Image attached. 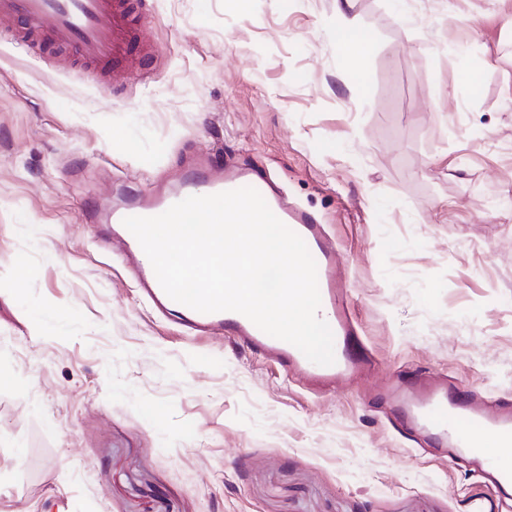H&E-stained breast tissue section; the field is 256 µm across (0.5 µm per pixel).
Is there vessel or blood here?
<instances>
[{"label":"vessel or blood","mask_w":512,"mask_h":512,"mask_svg":"<svg viewBox=\"0 0 512 512\" xmlns=\"http://www.w3.org/2000/svg\"><path fill=\"white\" fill-rule=\"evenodd\" d=\"M132 7V0H0V16L19 19L32 29L50 31L56 43L74 46L86 59L105 64L127 54ZM242 187L256 189L271 211L305 241L313 256L321 298L319 316L333 332L334 364L311 362L297 347L266 334L240 313H201L172 300L149 264L143 265L135 277L145 298L165 312L178 314L191 330L200 334L224 331L261 353L275 356L286 372L300 374L320 387H333L369 372L372 365L359 342L352 311L338 281L336 245L323 224L291 202L272 178L238 168L224 178L210 179L203 169L192 168L165 193L130 197L113 206L110 222L122 244L136 250L140 244L125 227V218L160 215L201 190L212 195ZM385 398L397 414L400 430L424 432L445 453L470 460L481 468L499 497L512 502V458L491 450L495 444L512 447V403H502L492 410L480 393L436 378L390 383Z\"/></svg>","instance_id":"vessel-or-blood-1"}]
</instances>
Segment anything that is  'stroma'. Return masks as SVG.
Segmentation results:
<instances>
[{
	"label": "stroma",
	"mask_w": 512,
	"mask_h": 512,
	"mask_svg": "<svg viewBox=\"0 0 512 512\" xmlns=\"http://www.w3.org/2000/svg\"><path fill=\"white\" fill-rule=\"evenodd\" d=\"M140 2L108 68L0 18V512H504L378 391L512 402V0ZM195 159L321 218L373 375L319 389L146 301L85 208ZM337 44L351 66L359 68L369 46L367 35L353 26L346 25L337 36Z\"/></svg>",
	"instance_id": "stroma-1"
}]
</instances>
